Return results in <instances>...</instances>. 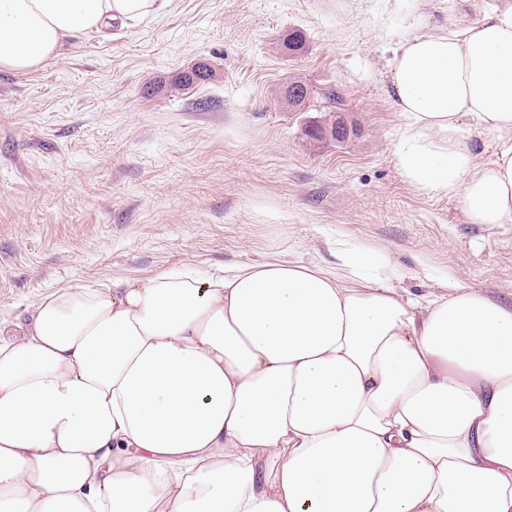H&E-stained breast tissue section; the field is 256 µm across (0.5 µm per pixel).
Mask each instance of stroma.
<instances>
[{
	"label": "stroma",
	"instance_id": "obj_1",
	"mask_svg": "<svg viewBox=\"0 0 512 512\" xmlns=\"http://www.w3.org/2000/svg\"><path fill=\"white\" fill-rule=\"evenodd\" d=\"M447 23V0H173L37 70H0V316L115 278L272 258L332 269L343 247L376 253L375 275L409 293L511 303L512 224L467 223L458 197L396 164L392 50ZM199 61L215 78L177 86ZM293 80L336 88L356 134L309 141L323 115L288 111Z\"/></svg>",
	"mask_w": 512,
	"mask_h": 512
}]
</instances>
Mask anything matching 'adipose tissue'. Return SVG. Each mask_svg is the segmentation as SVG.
<instances>
[{
    "instance_id": "adipose-tissue-1",
    "label": "adipose tissue",
    "mask_w": 512,
    "mask_h": 512,
    "mask_svg": "<svg viewBox=\"0 0 512 512\" xmlns=\"http://www.w3.org/2000/svg\"><path fill=\"white\" fill-rule=\"evenodd\" d=\"M171 0H0V69ZM400 171L512 224V0L402 40ZM273 259L40 296L0 325V512H512V304Z\"/></svg>"
}]
</instances>
